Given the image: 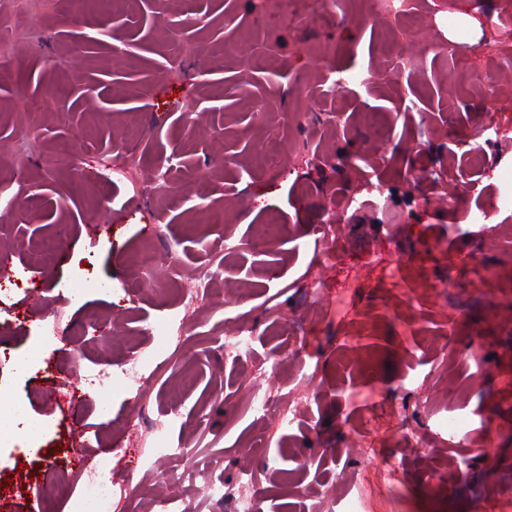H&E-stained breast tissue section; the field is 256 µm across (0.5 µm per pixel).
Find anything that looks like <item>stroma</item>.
Here are the masks:
<instances>
[{"label":"stroma","instance_id":"stroma-1","mask_svg":"<svg viewBox=\"0 0 512 512\" xmlns=\"http://www.w3.org/2000/svg\"><path fill=\"white\" fill-rule=\"evenodd\" d=\"M267 2L193 0L185 14L178 0H135L105 15L95 0H0V212L16 215L0 222V265L20 276L0 298V339L34 355L26 373L0 370V397L45 425L0 453V512H75L77 448L111 467L112 512H143L158 422L183 451L174 470L197 477L169 486L170 512H227L199 486L248 470L263 512H326L339 488L389 512L380 458L348 452L368 429L395 456L400 512H491L512 496V210L495 209L512 187V134L472 138L489 119L512 131V12L503 0H406L403 16L321 0L314 23ZM462 23L459 52L492 87L446 53ZM180 25L195 50L175 61ZM341 69L364 83L333 90ZM461 143L482 148V168L449 157ZM120 144L128 178L111 170ZM377 181L383 194L369 193ZM479 208L496 212L484 231L469 219ZM270 218L282 239L253 247ZM336 222L324 267L316 250ZM151 245L176 254L177 277L133 266ZM207 269L213 303L185 310L176 282ZM89 276L98 287L72 303L70 284ZM161 320L183 336L178 352L158 348ZM244 326L252 349L236 362L224 338ZM474 345L479 372L464 356ZM141 350L156 354L142 391L113 390L101 416L85 370ZM277 386L305 396L289 430L249 409L251 391ZM449 416L467 438L441 429ZM404 421L430 451L400 437ZM478 445L489 457H472ZM65 478L72 492L56 497Z\"/></svg>","mask_w":512,"mask_h":512}]
</instances>
